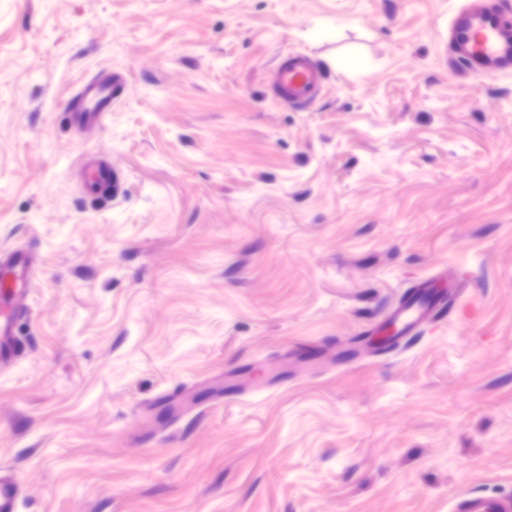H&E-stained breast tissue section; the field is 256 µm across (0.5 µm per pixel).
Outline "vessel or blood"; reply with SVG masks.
Instances as JSON below:
<instances>
[{"label": "vessel or blood", "mask_w": 512, "mask_h": 512, "mask_svg": "<svg viewBox=\"0 0 512 512\" xmlns=\"http://www.w3.org/2000/svg\"><path fill=\"white\" fill-rule=\"evenodd\" d=\"M512 12L501 6L488 7L480 0H453L448 15L449 44L455 64L472 74H512ZM125 78L104 72L91 77L65 104L72 126L99 123L103 113L123 89ZM326 78L319 65L305 52L281 54L269 74L274 98L284 106H307L319 99ZM86 191L99 193L115 184L111 165L87 160L82 168ZM31 264L22 255L0 257V362L15 355L14 319L27 291ZM431 282H419L381 325L379 335L398 340L435 319L443 309L442 299L432 292ZM21 484L18 479L0 477V512H16ZM448 512H512V494L481 496L466 493L453 499Z\"/></svg>", "instance_id": "1"}]
</instances>
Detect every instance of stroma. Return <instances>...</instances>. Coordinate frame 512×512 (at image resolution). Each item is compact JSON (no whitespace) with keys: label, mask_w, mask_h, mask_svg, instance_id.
Wrapping results in <instances>:
<instances>
[{"label":"stroma","mask_w":512,"mask_h":512,"mask_svg":"<svg viewBox=\"0 0 512 512\" xmlns=\"http://www.w3.org/2000/svg\"><path fill=\"white\" fill-rule=\"evenodd\" d=\"M450 0H0V368L18 512H448L512 492V75L447 64ZM317 59L287 108L268 74ZM112 70L101 126L61 104ZM102 158L117 191L88 195ZM458 312L360 343L417 282ZM300 349L312 376L287 373ZM326 78L305 52L281 54L269 74V86L279 104L308 106L322 96ZM82 176L85 190L91 194L99 193L116 182L112 165L103 164L94 159H89L84 163ZM30 274L31 264L25 256H0V363L19 350L14 319L25 299Z\"/></svg>","instance_id":"35a3bbf8"}]
</instances>
